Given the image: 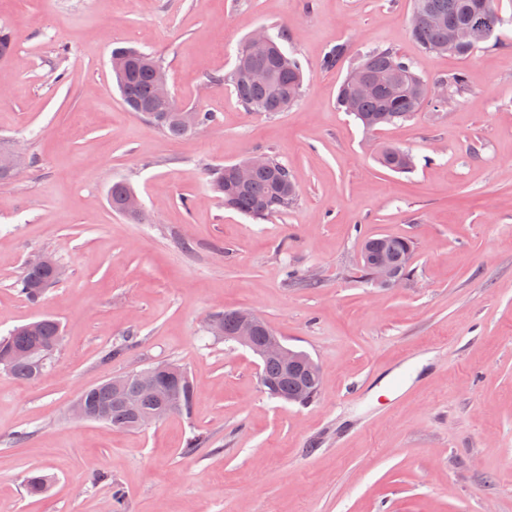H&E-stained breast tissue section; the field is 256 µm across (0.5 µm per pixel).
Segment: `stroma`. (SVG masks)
Instances as JSON below:
<instances>
[{"mask_svg":"<svg viewBox=\"0 0 512 512\" xmlns=\"http://www.w3.org/2000/svg\"><path fill=\"white\" fill-rule=\"evenodd\" d=\"M411 15L412 0H0L16 46L0 143L26 156L0 183V336L62 328L39 380L0 370V512H112L116 486L124 512H512V26L458 58L424 53ZM260 28L285 32L304 69L285 112L246 111L227 80ZM118 43L159 58L176 101L213 122L173 140L128 111ZM375 48L446 83L447 104L375 131L339 111ZM386 144L415 169L380 166ZM255 154L299 189L264 221L208 185ZM120 180L139 217L112 210ZM383 235L414 245L394 288L362 277V241ZM38 254L67 275L34 306L14 282ZM235 309L322 367L314 402L271 398L258 359L208 333ZM161 362L196 384L190 414L135 431L70 416L81 391ZM195 432L205 444L183 454ZM32 470L51 476L46 495H26Z\"/></svg>","mask_w":512,"mask_h":512,"instance_id":"1","label":"stroma"}]
</instances>
